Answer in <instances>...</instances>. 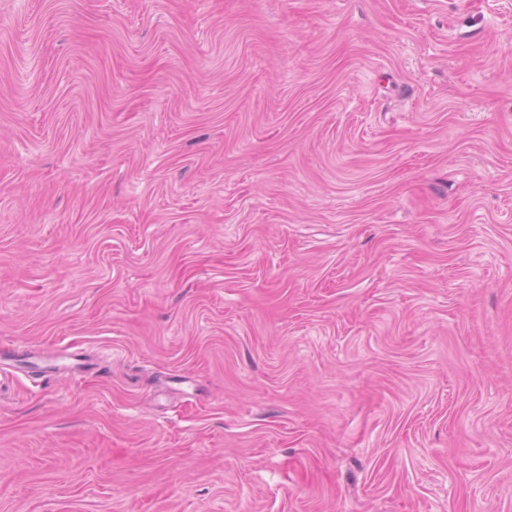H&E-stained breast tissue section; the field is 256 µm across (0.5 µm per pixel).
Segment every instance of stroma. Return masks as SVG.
<instances>
[{"label": "stroma", "mask_w": 512, "mask_h": 512, "mask_svg": "<svg viewBox=\"0 0 512 512\" xmlns=\"http://www.w3.org/2000/svg\"><path fill=\"white\" fill-rule=\"evenodd\" d=\"M0 512H512V0H0Z\"/></svg>", "instance_id": "35a3bbf8"}]
</instances>
